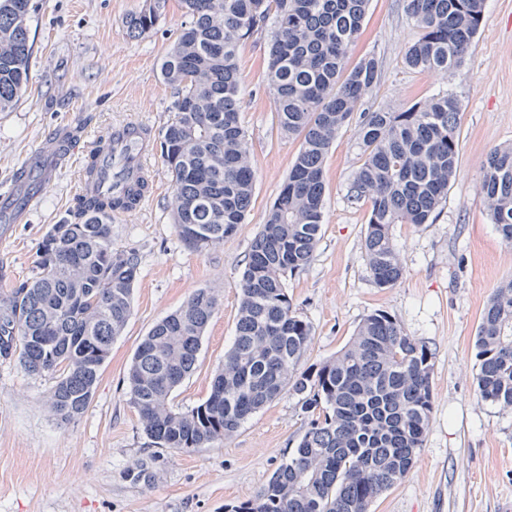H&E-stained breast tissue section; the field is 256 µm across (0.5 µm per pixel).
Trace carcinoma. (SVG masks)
<instances>
[{"label": "carcinoma", "mask_w": 512, "mask_h": 512, "mask_svg": "<svg viewBox=\"0 0 512 512\" xmlns=\"http://www.w3.org/2000/svg\"><path fill=\"white\" fill-rule=\"evenodd\" d=\"M166 0H149L127 20L133 37L150 32ZM369 0H181L189 22L162 60L176 90L175 116L160 148L174 182L181 242L202 251L224 242L251 206L254 171L240 121L237 50L269 33V81L281 131L300 139L288 177L257 233L241 273L231 349L206 400L181 410L174 389L196 368L204 332L218 308L213 289L143 337L128 371L129 403L159 448L189 451L232 435L287 390L309 428L253 500L227 512H368L414 467L433 409V353L384 311L366 316L348 344L319 366L298 370L312 327L293 308L289 273L308 266L321 237L323 164L340 129L377 83L378 61L347 65ZM420 30L404 55L413 70L461 67L484 17L485 0H406ZM32 0H0V112L15 107L30 79ZM456 95L440 92L395 111L359 115L365 159L349 197L370 203L363 241L374 284L403 277L395 224L422 226L448 199L459 152ZM150 191L79 195L63 223L40 242L31 276L0 289V357L56 376L47 397L64 423L87 409L112 342L132 313L138 257L112 248V211L130 210ZM481 192L492 223L512 244V146L483 164ZM479 397L512 408V279L490 296L476 330Z\"/></svg>", "instance_id": "obj_1"}]
</instances>
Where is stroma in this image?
I'll list each match as a JSON object with an SVG mask.
<instances>
[{"instance_id":"1","label":"stroma","mask_w":512,"mask_h":512,"mask_svg":"<svg viewBox=\"0 0 512 512\" xmlns=\"http://www.w3.org/2000/svg\"><path fill=\"white\" fill-rule=\"evenodd\" d=\"M32 4L29 84L12 111L0 112V196L48 132L75 126L80 137L40 207L23 223L0 224V266L12 279L30 276L44 234L78 195L85 158L109 129L137 122L158 138L171 123L176 93L160 64L186 20L180 0H167L158 25L133 38L126 20L144 0ZM418 34L405 0H370L348 60L372 54L379 62L369 106L400 109L442 90L456 93L460 148L448 199L430 224L393 226L404 275L394 287H377L363 249L371 207L348 197L364 160L357 125L338 132L323 165L320 241L311 263L286 278L297 314L312 326L300 366L334 356L367 315L390 314L434 354L433 409L417 464L370 512H512V409L482 401L475 380L483 309L512 278V245L496 232L480 192L487 153L512 144V0H486L466 61L451 74L406 67L405 49ZM268 57L263 33L238 50L255 188L236 232L203 252L182 244L172 219L174 183L156 145L144 159L149 197L138 211L113 218L112 246L137 252L140 275L132 315L84 415L59 422L44 402L52 376L0 358V512H224L253 499L307 431L296 397L285 393L232 437L177 452L152 443L127 396V368L142 337L196 289H215L219 306L194 372L173 393L175 407L206 399L233 342L244 262L300 147L279 127ZM139 463L149 467V481L129 477Z\"/></svg>"}]
</instances>
